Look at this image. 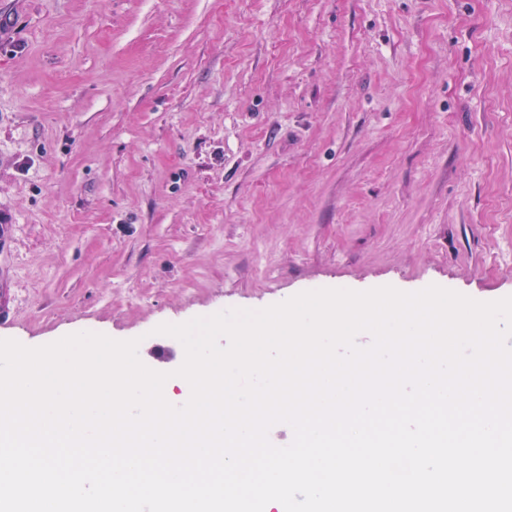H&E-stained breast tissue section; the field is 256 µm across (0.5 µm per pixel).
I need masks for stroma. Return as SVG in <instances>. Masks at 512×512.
Listing matches in <instances>:
<instances>
[{
    "label": "stroma",
    "instance_id": "obj_1",
    "mask_svg": "<svg viewBox=\"0 0 512 512\" xmlns=\"http://www.w3.org/2000/svg\"><path fill=\"white\" fill-rule=\"evenodd\" d=\"M432 284L512 296V0H0V339Z\"/></svg>",
    "mask_w": 512,
    "mask_h": 512
}]
</instances>
